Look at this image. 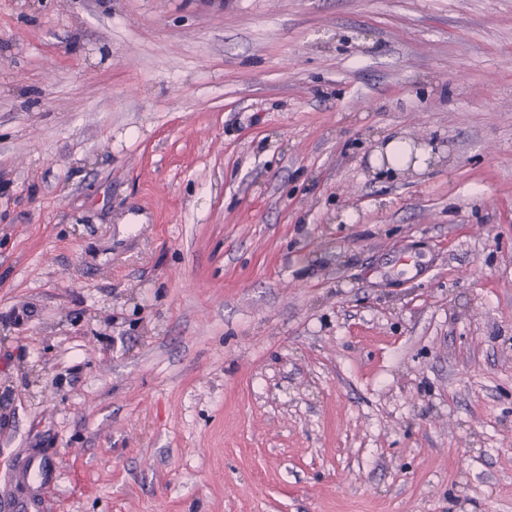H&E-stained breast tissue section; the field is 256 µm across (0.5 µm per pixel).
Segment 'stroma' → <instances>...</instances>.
Returning <instances> with one entry per match:
<instances>
[{"mask_svg":"<svg viewBox=\"0 0 512 512\" xmlns=\"http://www.w3.org/2000/svg\"><path fill=\"white\" fill-rule=\"evenodd\" d=\"M36 448L40 512H512V0H0V501Z\"/></svg>","mask_w":512,"mask_h":512,"instance_id":"35a3bbf8","label":"stroma"}]
</instances>
